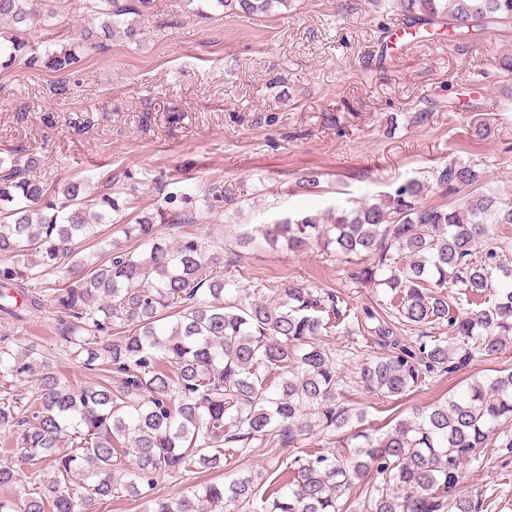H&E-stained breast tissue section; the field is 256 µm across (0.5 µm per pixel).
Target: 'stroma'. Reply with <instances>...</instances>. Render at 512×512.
Here are the masks:
<instances>
[{"label":"stroma","mask_w":512,"mask_h":512,"mask_svg":"<svg viewBox=\"0 0 512 512\" xmlns=\"http://www.w3.org/2000/svg\"><path fill=\"white\" fill-rule=\"evenodd\" d=\"M33 9L24 33L32 45L61 51L87 31L101 43L65 77L24 60L0 68V157L35 155L29 175L48 187L81 181L96 192L108 176L132 173L133 216L154 210L168 192L199 197L217 182L241 196V221L253 225L386 192L408 178L430 183L437 168L461 159L480 164L496 194L512 196V76L496 65L512 55L511 33L480 35L461 51L444 38L413 42L382 59L379 39L399 18L370 0H290L249 17L209 0H154L137 44L105 36L84 0H33ZM419 111L426 119L416 120ZM479 123L487 126L481 138ZM313 173L320 191L301 192L297 180ZM351 272L345 258L318 248L293 254L264 245L224 264L240 286L266 282L269 301L274 286L290 281L354 307L382 298ZM57 320L50 306L20 325L0 320V338L18 349L37 345L71 385L108 376V364L90 371L67 355ZM509 367L512 348L475 357L400 399L358 391L346 403L377 430ZM331 442L320 431L256 448L233 469L165 477L147 498L97 500L90 512H148L150 499L237 473L268 477L279 462ZM461 470L462 494L496 499L500 512H512L511 452L489 448Z\"/></svg>","instance_id":"obj_1"}]
</instances>
